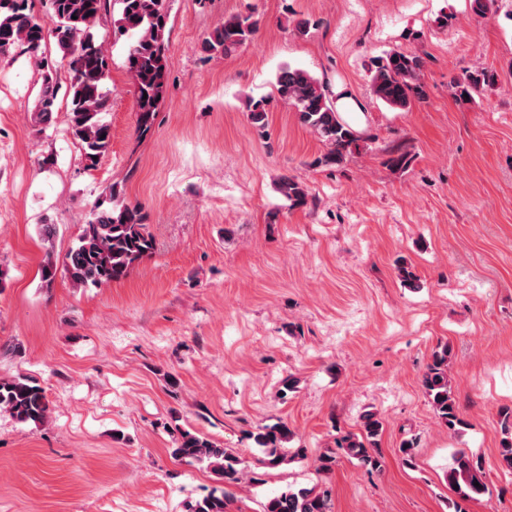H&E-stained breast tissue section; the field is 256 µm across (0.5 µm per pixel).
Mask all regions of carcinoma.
I'll list each match as a JSON object with an SVG mask.
<instances>
[{
	"label": "carcinoma",
	"instance_id": "carcinoma-1",
	"mask_svg": "<svg viewBox=\"0 0 512 512\" xmlns=\"http://www.w3.org/2000/svg\"><path fill=\"white\" fill-rule=\"evenodd\" d=\"M50 6L55 19L53 36L68 69L71 127L84 167L93 169L109 152L112 141L111 125L105 120L109 98L104 83L110 70L109 56L98 43L94 30L110 12L113 28L128 39L125 64L134 85L137 131L143 138L154 126L167 85V0H50ZM255 33L256 24L250 18L226 17L204 38L200 50L210 57H227L251 42ZM45 41V29L31 13L28 0H0V60L18 46L36 56ZM424 68V57L412 52L393 50L373 60L374 95L393 108L408 107L414 99L424 96ZM492 80L485 73L470 74L457 80L455 88L459 95L470 97ZM55 100V81L47 71L36 103L35 119L39 123L51 120ZM274 101L294 108L300 124L328 147L320 163L339 164L345 154L359 148L360 136L344 121L323 83L310 73L288 64L282 66L275 78V96L250 98L246 103L253 125H266ZM277 190L292 207L305 205L309 196L307 184L293 177L281 178ZM109 201L108 206L101 201L94 207L91 219L82 226L78 243L62 261H57L53 252H46L40 266L45 286L52 285L60 267L75 288L118 282L152 252L154 240L142 206L119 199L114 186L109 188ZM422 387L435 415L448 430L454 431L463 424L448 379V346L433 352L432 363L422 376ZM0 411L9 413L19 423L39 425L49 417V402L44 389L26 377L0 378ZM501 427V463L512 470L509 419H504ZM382 432V420L368 413L363 417L361 432L343 436L336 441V447L377 470L382 466L378 448ZM292 435L285 423L264 427L254 434L255 443L266 452L260 464L276 467L286 461L282 448ZM171 456L187 463H205L227 483L240 481L239 457L200 433L179 431ZM446 481L463 501L488 491L481 463L465 451L455 455ZM226 506L225 495L211 494L197 501L191 512H226ZM262 512H331V506L328 497L316 488H299L269 497Z\"/></svg>",
	"mask_w": 512,
	"mask_h": 512
}]
</instances>
